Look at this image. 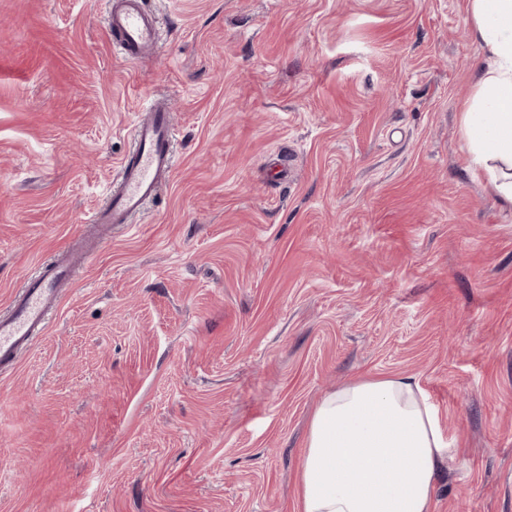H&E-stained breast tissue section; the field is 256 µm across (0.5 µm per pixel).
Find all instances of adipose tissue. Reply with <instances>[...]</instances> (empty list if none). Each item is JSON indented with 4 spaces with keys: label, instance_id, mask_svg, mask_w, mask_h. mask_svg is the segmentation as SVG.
Listing matches in <instances>:
<instances>
[{
    "label": "adipose tissue",
    "instance_id": "ef3b65f1",
    "mask_svg": "<svg viewBox=\"0 0 512 512\" xmlns=\"http://www.w3.org/2000/svg\"><path fill=\"white\" fill-rule=\"evenodd\" d=\"M487 63L462 114L466 147L512 209V0H468ZM446 447L412 376L364 378L327 393L312 416L299 512H432Z\"/></svg>",
    "mask_w": 512,
    "mask_h": 512
}]
</instances>
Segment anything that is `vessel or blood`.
<instances>
[{"instance_id": "b4317fda", "label": "vessel or blood", "mask_w": 512, "mask_h": 512, "mask_svg": "<svg viewBox=\"0 0 512 512\" xmlns=\"http://www.w3.org/2000/svg\"><path fill=\"white\" fill-rule=\"evenodd\" d=\"M109 26L125 59L139 61L155 54L160 40L158 19L145 9L143 0H114ZM176 134L173 114L165 103H151L139 112L132 149L112 185L107 205L93 215V223H131L157 197L173 167ZM88 258V249L69 247L18 289L8 312L0 314V366L14 365L44 332L75 271L83 268Z\"/></svg>"}]
</instances>
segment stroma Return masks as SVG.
<instances>
[{
    "instance_id": "35a3bbf8",
    "label": "stroma",
    "mask_w": 512,
    "mask_h": 512,
    "mask_svg": "<svg viewBox=\"0 0 512 512\" xmlns=\"http://www.w3.org/2000/svg\"><path fill=\"white\" fill-rule=\"evenodd\" d=\"M0 0V310L94 252L0 370V512H296L309 422L416 377L447 442L433 512H512V210L472 176L467 0ZM175 165L105 229L138 112ZM122 56L139 61L155 54L160 40L158 19L143 0H117L109 17Z\"/></svg>"
}]
</instances>
